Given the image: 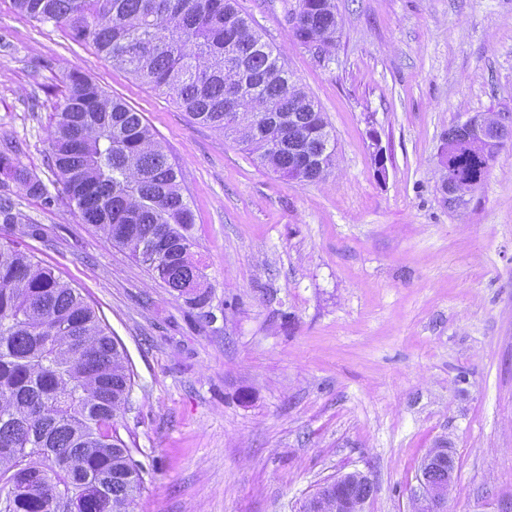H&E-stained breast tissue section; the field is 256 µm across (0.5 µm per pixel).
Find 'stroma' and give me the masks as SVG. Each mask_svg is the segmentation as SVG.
<instances>
[{
    "label": "stroma",
    "instance_id": "stroma-1",
    "mask_svg": "<svg viewBox=\"0 0 512 512\" xmlns=\"http://www.w3.org/2000/svg\"><path fill=\"white\" fill-rule=\"evenodd\" d=\"M336 138L301 183L189 123L93 46L0 0V154L46 185L0 194L40 227L21 246L76 288L134 374L122 438L136 512H299L326 480L373 485L364 512H416L448 448V512L512 505V145L466 205L438 150L475 112H512V0H336V48L292 36L297 0H238ZM79 71L144 113L181 174L206 265L204 308L81 223L48 160ZM383 150L384 164L375 161Z\"/></svg>",
    "mask_w": 512,
    "mask_h": 512
}]
</instances>
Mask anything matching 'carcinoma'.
<instances>
[{
	"instance_id": "1",
	"label": "carcinoma",
	"mask_w": 512,
	"mask_h": 512,
	"mask_svg": "<svg viewBox=\"0 0 512 512\" xmlns=\"http://www.w3.org/2000/svg\"><path fill=\"white\" fill-rule=\"evenodd\" d=\"M19 14L92 45L112 66L176 101L189 121L242 145L269 172L301 183L335 160L321 108L288 72L238 0H14ZM334 0H315L292 31L321 58L336 47ZM51 125V164L82 223L128 250L178 296L198 289L193 212L178 171L143 116L84 74L66 75ZM293 126H288V115ZM499 145L512 141V113L494 112ZM326 160L306 163L304 155ZM495 156L452 155L461 193L482 185ZM0 173L33 197L46 185L0 154ZM0 195V222L22 224ZM126 355L81 294L54 270L0 241V483L21 491L0 512H135L142 466L117 430L129 408Z\"/></svg>"
}]
</instances>
